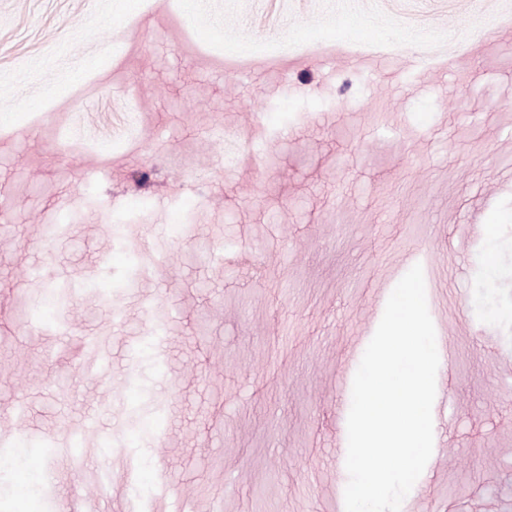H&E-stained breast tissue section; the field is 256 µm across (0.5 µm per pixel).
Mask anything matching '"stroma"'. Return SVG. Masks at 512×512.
<instances>
[{"instance_id":"35a3bbf8","label":"stroma","mask_w":512,"mask_h":512,"mask_svg":"<svg viewBox=\"0 0 512 512\" xmlns=\"http://www.w3.org/2000/svg\"><path fill=\"white\" fill-rule=\"evenodd\" d=\"M203 4L191 21L182 0H0V399L27 403L0 431L94 421L111 512H209L219 486L224 512H332L372 297L442 238L464 298L448 442L411 493L512 512V0ZM44 224L66 231L38 248ZM139 230L155 272L131 261ZM31 267L46 276L21 287ZM106 279L124 311L108 387L74 370ZM52 285L79 291L66 336L24 314ZM161 289L159 346L143 308ZM33 467L71 498L68 456L8 482Z\"/></svg>"}]
</instances>
